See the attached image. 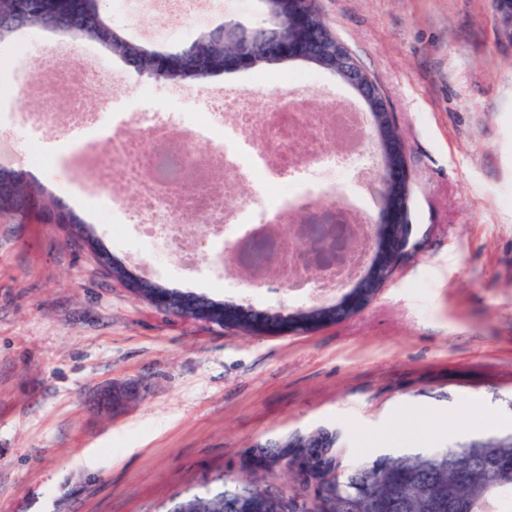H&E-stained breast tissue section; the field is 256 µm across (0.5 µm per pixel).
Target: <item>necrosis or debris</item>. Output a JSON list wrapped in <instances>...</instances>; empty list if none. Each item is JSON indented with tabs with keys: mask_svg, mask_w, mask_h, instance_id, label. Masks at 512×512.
I'll return each instance as SVG.
<instances>
[{
	"mask_svg": "<svg viewBox=\"0 0 512 512\" xmlns=\"http://www.w3.org/2000/svg\"><path fill=\"white\" fill-rule=\"evenodd\" d=\"M299 88V83H285L269 102L244 90L207 99L197 112L112 113V131L104 139L107 170L124 190L113 196V208H121L126 195L135 196L144 235L184 256L193 254L195 242L181 233L180 214L199 217L206 231L231 217L236 236L230 242L212 238L214 258L233 252L250 267L254 280L274 274L291 287H304L306 272L294 270L288 258L295 216L320 217L330 211L336 223L364 230L371 214L363 184L352 176L368 168L359 137L363 113L341 103L322 112L292 109ZM132 123L142 129L141 137L126 134ZM301 127L313 132L305 147L296 139ZM205 152L223 161L225 180L253 185L234 214L224 212L221 184L210 183L203 196L186 189L187 174ZM340 169L347 170V177L325 180V173ZM174 199L180 202L176 214L169 208Z\"/></svg>",
	"mask_w": 512,
	"mask_h": 512,
	"instance_id": "4bbe7bcc",
	"label": "necrosis or debris"
}]
</instances>
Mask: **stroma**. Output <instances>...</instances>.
Instances as JSON below:
<instances>
[{"mask_svg": "<svg viewBox=\"0 0 512 512\" xmlns=\"http://www.w3.org/2000/svg\"><path fill=\"white\" fill-rule=\"evenodd\" d=\"M326 24L378 82L404 138L413 224L392 279L351 319L312 333L248 336L158 311L102 270L64 224L0 219V512H153L218 473L255 471L288 487L257 443L327 428L345 466L388 449L442 448L512 421V38L495 0H318ZM104 9L141 42L183 44L201 27L262 21L258 0L168 28L161 9ZM76 91L89 110L149 102L190 111L204 94H272L302 80L305 107L325 91L357 104L335 76L300 64L171 85L92 42L27 28L0 44V166L38 182L98 247L167 288L285 313L310 306L276 279L243 287L207 247L187 260L153 246L112 206L97 147L32 159L23 115Z\"/></svg>", "mask_w": 512, "mask_h": 512, "instance_id": "obj_1", "label": "stroma"}]
</instances>
